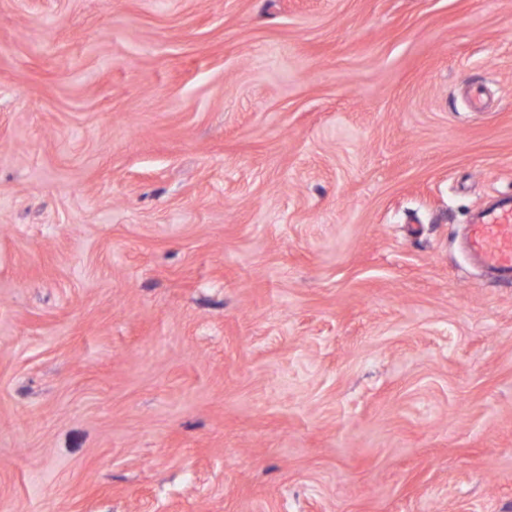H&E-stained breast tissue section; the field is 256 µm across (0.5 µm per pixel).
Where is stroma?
<instances>
[{"mask_svg": "<svg viewBox=\"0 0 512 512\" xmlns=\"http://www.w3.org/2000/svg\"><path fill=\"white\" fill-rule=\"evenodd\" d=\"M503 199L512 0H0V512H512ZM468 247L484 266L512 278V208L490 210L471 224Z\"/></svg>", "mask_w": 512, "mask_h": 512, "instance_id": "obj_1", "label": "stroma"}]
</instances>
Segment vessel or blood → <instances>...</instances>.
<instances>
[{"instance_id":"obj_1","label":"vessel or blood","mask_w":512,"mask_h":512,"mask_svg":"<svg viewBox=\"0 0 512 512\" xmlns=\"http://www.w3.org/2000/svg\"><path fill=\"white\" fill-rule=\"evenodd\" d=\"M468 247L484 266L512 278V208L488 211L470 225Z\"/></svg>"}]
</instances>
